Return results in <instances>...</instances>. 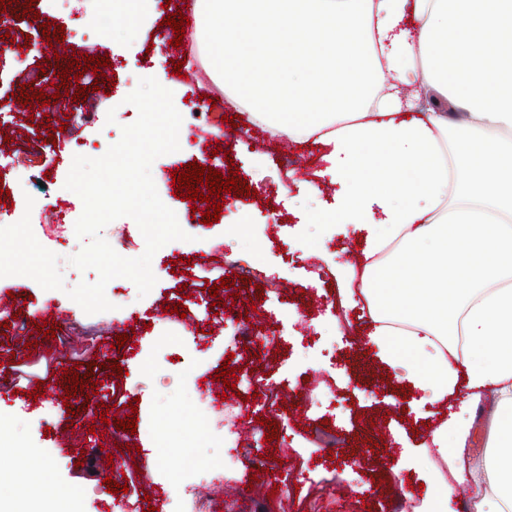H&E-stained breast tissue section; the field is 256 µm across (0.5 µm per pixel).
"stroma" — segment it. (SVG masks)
<instances>
[{"label": "stroma", "mask_w": 512, "mask_h": 512, "mask_svg": "<svg viewBox=\"0 0 512 512\" xmlns=\"http://www.w3.org/2000/svg\"><path fill=\"white\" fill-rule=\"evenodd\" d=\"M34 16L18 13L10 37L0 41V92L17 101L0 118V152L14 154L28 180L19 190L11 169L0 172V212L14 218L30 214L37 240L55 249L62 230L48 210L44 193L58 197L79 218L83 204L64 184L72 159L68 144L85 142L99 157L121 136L122 126L138 112L126 103L143 77L169 83L182 125L192 128L189 146L158 157L152 177L162 202L172 209L189 238L160 248L151 263L157 282L146 296L126 278L111 280L105 290L113 310L94 315L66 294L79 282H94L95 271L62 266L65 291L42 289L19 276L0 278V424L17 436L0 443V498L22 500L21 481L31 465L47 467V492L56 494L59 512H178V489L185 478L184 460L222 458L225 447L199 414L208 382L214 381L228 354L235 350V326L214 312L206 284L243 280L249 290L280 286L264 294L256 311L273 328L275 342L257 346L250 358L272 382L295 390L275 413L261 412L265 448L290 477L271 487L251 484L250 462L224 476V512H388L391 502L412 496L424 502L431 486L420 476L433 468L424 453L429 432L453 408L425 406L413 393L402 404L386 397L390 377L361 333L358 309L339 305L341 285L329 264L350 261L351 227L326 232L315 215L332 209L338 185L311 172H294L291 154L279 149L255 125L230 126L224 91L203 63L173 52L174 33L168 13L178 4L153 0L135 24L112 14L109 0H34ZM65 37L49 43L48 26ZM110 61L97 89L77 97L51 100L50 113L34 103L29 70L44 65L48 82L63 85L67 63L87 58ZM189 61L187 83L175 82V60ZM212 107L195 110L200 96ZM55 136H48V128ZM222 131L221 140L212 132ZM207 159L224 171L234 168L241 190L224 201L218 223L207 225L201 214L184 210L175 196L171 174ZM35 200L26 208V197ZM121 256L143 254L145 241L130 218L117 219L102 231ZM251 268L242 277L241 267ZM184 303L185 314L165 311V304ZM69 319L61 322L57 311ZM27 323V335H15V317ZM55 337H48L47 328ZM126 335L123 347L115 338ZM77 368L85 382L82 394L66 397L65 372ZM41 380L43 395L30 399L31 379ZM110 393L117 408L110 421L126 419V404L137 400L135 434L120 435L93 427L100 407L86 404L92 392ZM334 429L343 444L339 454L317 448L312 431ZM110 449L113 467L124 475L128 492L107 490L102 471L93 470L89 455ZM154 473L159 499L148 504L137 483L141 472ZM275 497H267V489Z\"/></svg>", "instance_id": "obj_1"}]
</instances>
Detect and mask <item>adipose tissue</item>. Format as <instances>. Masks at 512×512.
Returning <instances> with one entry per match:
<instances>
[{"mask_svg": "<svg viewBox=\"0 0 512 512\" xmlns=\"http://www.w3.org/2000/svg\"><path fill=\"white\" fill-rule=\"evenodd\" d=\"M209 69L273 137L327 149L330 217L364 236L341 270L380 361L424 402L494 392L431 442L472 512H512V0H194ZM475 437L473 439L474 453L481 454L487 446H490V426L495 420V402L488 398L476 413Z\"/></svg>", "mask_w": 512, "mask_h": 512, "instance_id": "1", "label": "adipose tissue"}]
</instances>
